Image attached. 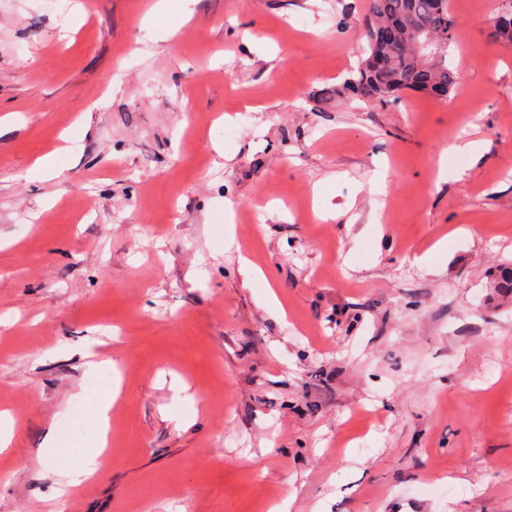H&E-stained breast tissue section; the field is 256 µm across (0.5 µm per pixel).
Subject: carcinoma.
<instances>
[{"instance_id": "carcinoma-1", "label": "carcinoma", "mask_w": 512, "mask_h": 512, "mask_svg": "<svg viewBox=\"0 0 512 512\" xmlns=\"http://www.w3.org/2000/svg\"><path fill=\"white\" fill-rule=\"evenodd\" d=\"M506 2L491 36L512 43V0ZM362 22V60L343 90L386 103L406 91L447 97L457 89L458 70L448 63V47L456 40L448 0H368ZM429 35L442 41L436 55L422 47Z\"/></svg>"}]
</instances>
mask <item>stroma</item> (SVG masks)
<instances>
[{
	"instance_id": "obj_1",
	"label": "stroma",
	"mask_w": 512,
	"mask_h": 512,
	"mask_svg": "<svg viewBox=\"0 0 512 512\" xmlns=\"http://www.w3.org/2000/svg\"><path fill=\"white\" fill-rule=\"evenodd\" d=\"M79 2L0 0V512H512L502 0H449L455 92L384 104L328 94L367 0ZM118 394L119 387L117 385L114 390L104 392L97 398L96 414L93 424V434L91 435V441L94 448L101 449L97 454L94 453L93 455L84 458L83 473L86 476H91L97 471L98 467L100 466L98 456L100 452L104 448H107V445L109 444V412L112 409V405L115 402Z\"/></svg>"
}]
</instances>
